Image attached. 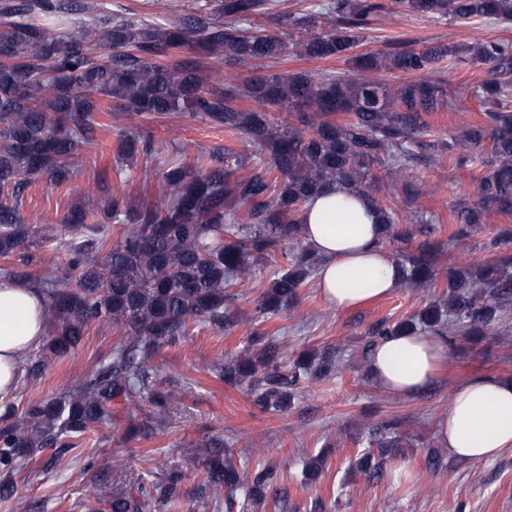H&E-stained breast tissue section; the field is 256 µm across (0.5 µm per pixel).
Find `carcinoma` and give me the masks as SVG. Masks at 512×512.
I'll return each mask as SVG.
<instances>
[{"instance_id":"carcinoma-1","label":"carcinoma","mask_w":512,"mask_h":512,"mask_svg":"<svg viewBox=\"0 0 512 512\" xmlns=\"http://www.w3.org/2000/svg\"><path fill=\"white\" fill-rule=\"evenodd\" d=\"M407 11L455 21L487 18L512 20V0H395ZM277 7L275 0H194L182 22L170 27L139 23L112 12L104 3L83 0H0V258L12 259L0 274L29 281L32 249L39 228L20 216L18 199L30 183H68L73 161L93 141L97 116L117 106L122 112L164 115L188 112L229 132L244 136L267 157L280 177L265 172L230 182L239 156L224 154V166L201 170L183 162L163 173L161 202L128 206L100 184L104 218L120 226L119 240L109 246L95 226L93 212L71 208L62 220L67 231V268L63 276L44 279L53 312L52 328L41 352L30 361L29 376L40 375L54 359L71 355L89 327L110 323L123 330L112 354L83 381L27 410L26 425L0 415V497L12 494L18 459L44 448H64L66 439L110 423L127 439L149 430L147 418L136 419L140 404L164 413L181 394L163 385L153 364L160 349L187 335L189 322L218 330L230 326L233 297L225 293L234 280L254 273L259 262L280 249L286 268L274 274L258 298V314L294 307L299 291L318 259L305 244L303 210L317 193L331 187L364 192L367 163H388L398 170L410 155L407 145L424 131L423 115L453 105L451 93L432 76L396 85L378 73H425L443 58L489 66L481 83L487 122L465 124L448 148L461 164L486 141L488 170L476 181L474 206L457 213L466 235L490 210L512 211V113L499 109L502 79L512 76V44L460 42L382 53L352 54L360 31L384 9L377 0H329L324 15L335 21L327 31L309 32L290 45L257 29L245 34L238 23ZM313 59L339 58L358 76L314 75L305 71L266 73V62L290 49ZM173 50L187 53L166 63ZM222 55L250 72L236 74L205 68L194 55ZM251 99L256 108L231 105L234 97ZM274 109L302 114V131L279 123ZM345 113L347 122L331 119ZM126 160L153 151L147 137L123 139ZM245 205L240 209L239 205ZM383 236L397 241L410 232L399 218L381 210ZM288 252H283V249ZM412 288L435 280L430 246L423 242L398 262ZM512 258L495 265L463 261L446 272L448 301L431 302L412 319L392 326L380 322L361 348L362 358L382 338L404 331L446 332L453 323L465 336H485L497 321L503 302L512 299ZM254 350L217 366L218 376L245 386L261 409L289 408L302 379L322 380L336 371L329 350L298 353L277 341L251 340ZM120 399L125 414L115 423L112 402ZM326 458L308 459L303 473L317 480ZM384 458L367 454L357 470L379 475ZM278 470L267 466L241 475L219 449L207 459V482L233 493L242 490L255 504L276 489ZM180 476L137 489L112 493L107 512H145L165 507L177 497Z\"/></svg>"}]
</instances>
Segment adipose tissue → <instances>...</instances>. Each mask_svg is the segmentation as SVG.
Segmentation results:
<instances>
[{
    "mask_svg": "<svg viewBox=\"0 0 512 512\" xmlns=\"http://www.w3.org/2000/svg\"><path fill=\"white\" fill-rule=\"evenodd\" d=\"M305 241L321 259L318 286L337 310H349L393 293L400 274L381 243V214L363 194L333 187L309 201ZM50 316L43 288L0 277V397L10 394L29 353L45 336ZM447 336L398 333L374 347L369 367L375 382L399 396L434 389L448 369ZM437 436L449 452L467 460H488L512 451V379L480 375L455 385L437 422Z\"/></svg>",
    "mask_w": 512,
    "mask_h": 512,
    "instance_id": "obj_1",
    "label": "adipose tissue"
}]
</instances>
